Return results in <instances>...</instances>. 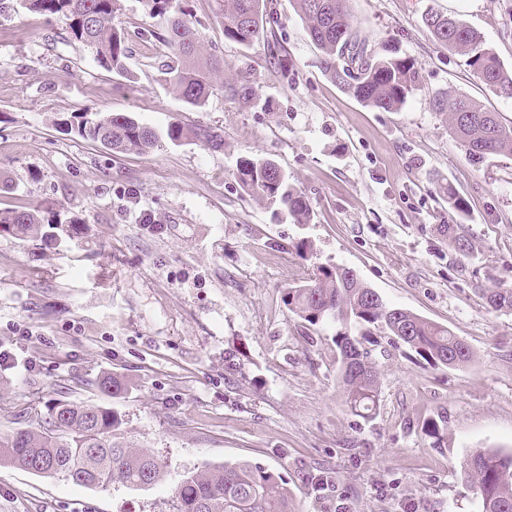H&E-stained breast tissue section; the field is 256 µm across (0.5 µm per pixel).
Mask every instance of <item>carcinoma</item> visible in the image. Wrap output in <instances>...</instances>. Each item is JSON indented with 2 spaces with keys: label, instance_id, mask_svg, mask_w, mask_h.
<instances>
[{
  "label": "carcinoma",
  "instance_id": "obj_1",
  "mask_svg": "<svg viewBox=\"0 0 512 512\" xmlns=\"http://www.w3.org/2000/svg\"><path fill=\"white\" fill-rule=\"evenodd\" d=\"M119 0H17L20 7L68 21L69 38L86 47L102 69L129 75V35L118 20ZM150 14L165 22L162 39L172 56L162 69L165 85L193 108L205 106L213 90L223 83L224 64L206 57L197 32L187 19L185 0H146ZM348 0H294L307 23L312 42L322 53V68L333 82L367 106L393 112L401 109L421 82L415 62L388 48L378 55L357 40L347 8ZM224 38L248 44L270 22L267 0H218ZM429 34L439 43L467 56L468 66L483 83L512 100V71L485 46L475 30L439 13L424 18ZM433 108L448 113L450 129L469 160L478 165L492 155L512 156V126L479 102L459 95L434 98ZM81 138L101 143L115 153L145 154L167 143L198 142L222 145L218 132L185 128L172 123L158 132L127 114L77 112L64 120ZM235 178L254 198L278 207L297 224H308L312 210L306 198L272 160L242 156ZM439 192L460 218L467 216L465 199L451 185ZM81 219L55 214L47 219L37 207L0 211V230L22 238L49 241L71 239ZM448 240L464 255L472 244L458 230L445 225ZM495 311H512V288H497L486 296ZM288 310L315 326L325 321L341 325L335 344L345 403L355 415L371 417L379 404L378 377L362 347L373 329L381 326L392 343H403L434 365L465 367L474 361L469 346L448 327L389 306L356 274L344 267H319L311 276L293 282L285 292ZM357 332H351V328ZM100 391L118 397L125 386L104 375ZM120 416L103 404L55 399L47 406L46 425L40 430L18 427L0 433V463L35 474L62 475L73 482L107 488L119 481L132 488L152 485L163 475L162 464L146 449L121 439ZM466 485L479 497L482 512H512V453L493 449L473 452V461L461 464ZM176 512H292L288 487L274 473L249 461L208 466L187 476L175 490Z\"/></svg>",
  "mask_w": 512,
  "mask_h": 512
}]
</instances>
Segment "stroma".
Here are the masks:
<instances>
[{
  "label": "stroma",
  "mask_w": 512,
  "mask_h": 512,
  "mask_svg": "<svg viewBox=\"0 0 512 512\" xmlns=\"http://www.w3.org/2000/svg\"><path fill=\"white\" fill-rule=\"evenodd\" d=\"M267 8L275 26L242 45L225 39L216 0H188L203 54L224 62L223 87L200 109L162 83L169 50L145 0H120L125 76L70 42L63 17L0 16V210L39 204L82 220L60 243L0 235V346L31 366L0 369V432L18 420L40 428L60 397L104 404L163 465L155 485L104 490L0 465V512H175L188 474L241 460L281 476L294 512L342 502L348 512H481L461 463L480 448L512 452V312L484 299L512 288V156L474 165L431 101L466 96L507 125L512 101L436 42L423 17L461 20L512 70V0H349L371 52L392 45L421 68L396 112L325 75L293 0ZM83 109L205 126L224 143L116 154L65 131L62 119ZM251 154L277 162L311 223L242 190L234 171ZM446 182L468 203V257L443 230L455 221L438 190ZM319 266L351 269L386 303L448 326L474 363L434 366L375 332L379 406L372 419L353 415L338 324L307 326L284 303L288 285ZM104 374L127 392L101 393ZM439 417L437 440L421 426Z\"/></svg>",
  "instance_id": "obj_1"
}]
</instances>
